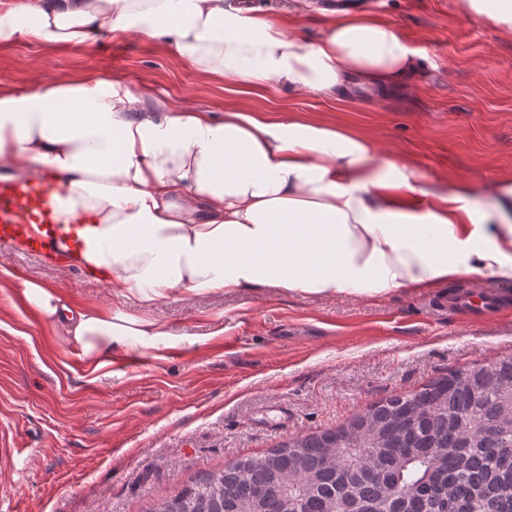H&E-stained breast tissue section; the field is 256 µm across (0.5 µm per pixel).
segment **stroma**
Wrapping results in <instances>:
<instances>
[{"mask_svg":"<svg viewBox=\"0 0 512 512\" xmlns=\"http://www.w3.org/2000/svg\"><path fill=\"white\" fill-rule=\"evenodd\" d=\"M419 49L418 69L381 99L339 103L278 86L246 92L198 73L172 49L100 27L92 45L0 44V88H21L43 61L66 78H121L146 99L215 117L242 105L341 121L416 164L425 185L470 188L494 210L512 177V34L467 0H363ZM40 281L79 305L137 313L79 268L11 255L0 271V512H147L158 497L241 456L336 427L367 406L475 363L512 355V282L483 280L496 311L449 308L461 277L381 299L300 297L279 289L160 301L151 317L183 342L117 352L93 371L18 285ZM206 337L203 345L194 344Z\"/></svg>","mask_w":512,"mask_h":512,"instance_id":"stroma-1","label":"stroma"}]
</instances>
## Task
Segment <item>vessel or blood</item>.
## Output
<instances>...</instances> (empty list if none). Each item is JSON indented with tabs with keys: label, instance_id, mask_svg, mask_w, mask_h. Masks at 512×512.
<instances>
[{
	"label": "vessel or blood",
	"instance_id": "1",
	"mask_svg": "<svg viewBox=\"0 0 512 512\" xmlns=\"http://www.w3.org/2000/svg\"><path fill=\"white\" fill-rule=\"evenodd\" d=\"M55 194L45 179L0 180V248L70 265L82 242L57 221Z\"/></svg>",
	"mask_w": 512,
	"mask_h": 512
}]
</instances>
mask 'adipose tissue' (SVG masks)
<instances>
[{
    "mask_svg": "<svg viewBox=\"0 0 512 512\" xmlns=\"http://www.w3.org/2000/svg\"><path fill=\"white\" fill-rule=\"evenodd\" d=\"M288 16L331 22L312 43L238 0H0V43L89 41L102 25L174 49L198 72L246 88L278 84L344 102L399 87L418 56L389 21L327 0H287ZM0 166L57 186L82 224L76 265L142 309L172 297L279 288L382 298L467 275L512 282V183L491 217L470 189L423 185L368 134L296 113L145 102L120 79L36 76L0 88ZM22 293L96 368L114 352L179 344L154 320L73 307L47 285Z\"/></svg>",
    "mask_w": 512,
    "mask_h": 512,
    "instance_id": "1",
    "label": "adipose tissue"
}]
</instances>
